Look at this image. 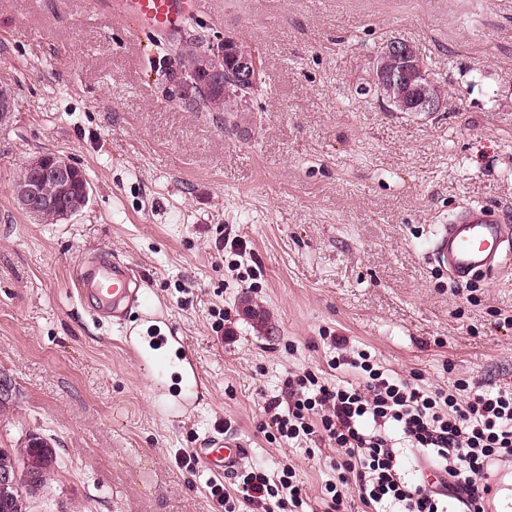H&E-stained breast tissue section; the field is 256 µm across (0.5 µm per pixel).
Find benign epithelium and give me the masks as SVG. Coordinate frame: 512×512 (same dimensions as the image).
<instances>
[{
    "mask_svg": "<svg viewBox=\"0 0 512 512\" xmlns=\"http://www.w3.org/2000/svg\"><path fill=\"white\" fill-rule=\"evenodd\" d=\"M385 54L400 60V68L384 73L383 80L412 95L415 111L429 115L442 108V100L429 93L424 81L425 75L413 69L414 55L410 44L402 40H391L383 48ZM204 61L210 66L218 86L229 82L238 85H254L259 81L258 57L249 50H242L225 42L224 37L212 35L205 38ZM190 70L181 66H165L162 72V85L165 95L182 102L183 87ZM79 178L76 166L63 157L41 156L32 160L14 185V195L18 202L35 219L42 221L47 216L66 218L72 209L59 205L60 200L71 198L73 187ZM28 473L29 489H35L40 481L39 472L24 461L23 467H3L0 469V492H19L21 473Z\"/></svg>",
    "mask_w": 512,
    "mask_h": 512,
    "instance_id": "benign-epithelium-1",
    "label": "benign epithelium"
}]
</instances>
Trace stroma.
<instances>
[{
  "label": "stroma",
  "mask_w": 512,
  "mask_h": 512,
  "mask_svg": "<svg viewBox=\"0 0 512 512\" xmlns=\"http://www.w3.org/2000/svg\"><path fill=\"white\" fill-rule=\"evenodd\" d=\"M190 24L255 50L263 90L236 121L162 96L160 34L133 33L83 0H0V448L29 435L58 457L31 512H224L220 474L181 454L228 426L244 461L293 464L312 503L336 451L269 442L264 399L289 372L323 370L330 332L425 385L512 383V256L456 282L429 260L456 207L512 208V0H213ZM410 43L444 93L433 118L387 111L370 62ZM90 183L80 213L45 224L13 195L33 156ZM245 240L239 280L225 234ZM131 266L166 319L94 320L74 283L95 249ZM192 292H185V285ZM229 311L216 329L212 310ZM176 333L206 385L166 414L127 339Z\"/></svg>",
  "instance_id": "obj_1"
}]
</instances>
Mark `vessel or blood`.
Returning a JSON list of instances; mask_svg holds the SVG:
<instances>
[{
	"instance_id": "vessel-or-blood-1",
	"label": "vessel or blood",
	"mask_w": 512,
	"mask_h": 512,
	"mask_svg": "<svg viewBox=\"0 0 512 512\" xmlns=\"http://www.w3.org/2000/svg\"><path fill=\"white\" fill-rule=\"evenodd\" d=\"M89 9L104 11L126 21L136 32H163L178 29L186 16L207 14L208 0H86ZM512 241V212L481 206H465L440 225L430 247V256L458 281L492 271L502 260L505 243ZM75 281L89 312L99 319L122 322L131 310L157 318L161 307L154 305L148 292L136 285L132 269L113 260L99 249L91 260L75 270ZM153 364L178 368L185 395L177 399V409L188 405V395L200 392L205 380L190 352L182 350L174 335L155 337L147 352ZM242 442L210 433L194 458L208 470L232 473L244 454Z\"/></svg>"
}]
</instances>
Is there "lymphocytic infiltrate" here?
Returning a JSON list of instances; mask_svg holds the SVG:
<instances>
[{"label": "lymphocytic infiltrate", "mask_w": 512, "mask_h": 512, "mask_svg": "<svg viewBox=\"0 0 512 512\" xmlns=\"http://www.w3.org/2000/svg\"><path fill=\"white\" fill-rule=\"evenodd\" d=\"M340 349L328 363L361 370L356 383H332L313 371L288 376L283 395L266 399L262 429L274 440L305 448L332 447L336 478L325 486L323 512H343L345 487H355L361 512H485L498 464H512V385L486 392L464 378L452 386L427 387L420 373L401 378L379 366L366 350L346 354L348 339L330 337ZM425 451L441 474L438 482L406 484L399 472L397 441ZM283 465L276 476L242 466L233 474L235 493L215 486L224 512H314Z\"/></svg>", "instance_id": "lymphocytic-infiltrate-1"}]
</instances>
